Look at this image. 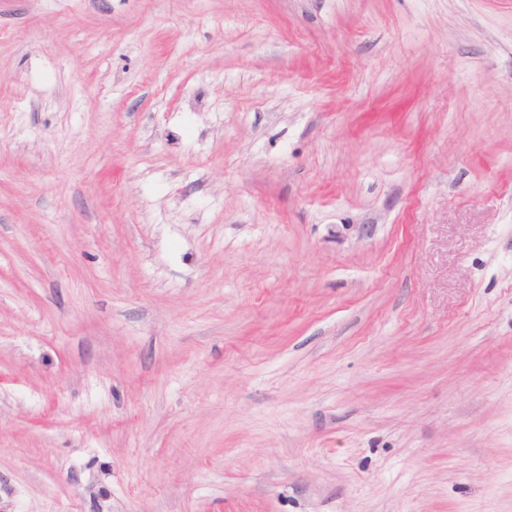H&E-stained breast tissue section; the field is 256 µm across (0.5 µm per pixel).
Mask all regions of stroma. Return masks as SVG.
Segmentation results:
<instances>
[{
	"label": "stroma",
	"mask_w": 512,
	"mask_h": 512,
	"mask_svg": "<svg viewBox=\"0 0 512 512\" xmlns=\"http://www.w3.org/2000/svg\"><path fill=\"white\" fill-rule=\"evenodd\" d=\"M0 512H512V0H0Z\"/></svg>",
	"instance_id": "35a3bbf8"
}]
</instances>
